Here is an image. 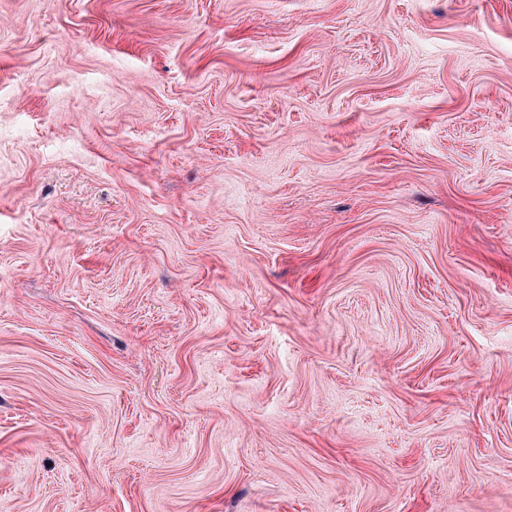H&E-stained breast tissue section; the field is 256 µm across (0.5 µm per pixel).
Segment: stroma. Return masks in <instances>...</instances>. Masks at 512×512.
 I'll return each mask as SVG.
<instances>
[{
	"label": "stroma",
	"instance_id": "obj_1",
	"mask_svg": "<svg viewBox=\"0 0 512 512\" xmlns=\"http://www.w3.org/2000/svg\"><path fill=\"white\" fill-rule=\"evenodd\" d=\"M0 512H512V0H0Z\"/></svg>",
	"mask_w": 512,
	"mask_h": 512
}]
</instances>
